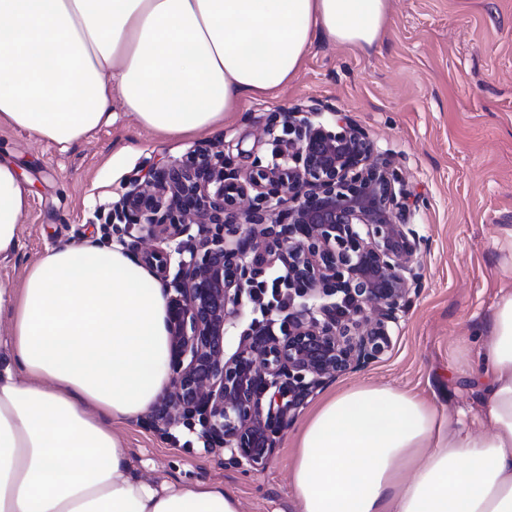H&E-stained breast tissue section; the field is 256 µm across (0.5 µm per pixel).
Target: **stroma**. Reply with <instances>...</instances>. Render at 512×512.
I'll return each mask as SVG.
<instances>
[{"mask_svg": "<svg viewBox=\"0 0 512 512\" xmlns=\"http://www.w3.org/2000/svg\"><path fill=\"white\" fill-rule=\"evenodd\" d=\"M307 106L321 108L323 124L333 125L339 112L363 128L403 176L409 222L426 241L421 286L400 312L389 350L310 395L275 435L263 467L231 462L229 452L205 447L199 432L181 425L164 433L145 416L118 424L138 475L224 485L241 512H298L290 482L295 436L341 389L388 386L477 429L476 331L502 279L495 243L512 228V0H390L387 27L371 50L316 40L287 87L193 136L162 137L117 105L113 122L67 146L0 124V158L30 189L19 248L0 259V279L17 282L46 249L112 244V207L150 167L209 142L249 171L272 160L271 113Z\"/></svg>", "mask_w": 512, "mask_h": 512, "instance_id": "1", "label": "stroma"}]
</instances>
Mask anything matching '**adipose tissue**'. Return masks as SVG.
Instances as JSON below:
<instances>
[{"label":"adipose tissue","mask_w":512,"mask_h":512,"mask_svg":"<svg viewBox=\"0 0 512 512\" xmlns=\"http://www.w3.org/2000/svg\"><path fill=\"white\" fill-rule=\"evenodd\" d=\"M389 0H0V122L69 145L113 103L165 137L195 135L297 76L316 40L374 47ZM27 192L0 160V257ZM0 512H240L220 485L131 474L113 423L169 377L166 297L122 249L50 248L0 279ZM478 351L479 431L389 387L325 399L302 426L299 512H512V284Z\"/></svg>","instance_id":"ef3b65f1"}]
</instances>
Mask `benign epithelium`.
<instances>
[{
  "mask_svg": "<svg viewBox=\"0 0 512 512\" xmlns=\"http://www.w3.org/2000/svg\"><path fill=\"white\" fill-rule=\"evenodd\" d=\"M319 112L274 114L272 123L283 119L290 138H274L273 161L245 174L209 144L152 168L125 194L119 216L140 226L144 243L198 227L195 245L175 249L169 380L152 426L198 425L207 447L251 466L267 461L286 416L324 379L363 368L386 351L391 325L419 282L414 261L424 239L401 222L402 177L375 155L362 129L345 118L334 130L316 124L311 117ZM243 224V236L228 245L225 234ZM171 259L159 248L136 257L160 277ZM278 261L288 298L282 336L250 329L224 358L226 324ZM333 296L337 301L308 304ZM271 391L265 412L262 400Z\"/></svg>",
  "mask_w": 512,
  "mask_h": 512,
  "instance_id": "1",
  "label": "benign epithelium"
}]
</instances>
